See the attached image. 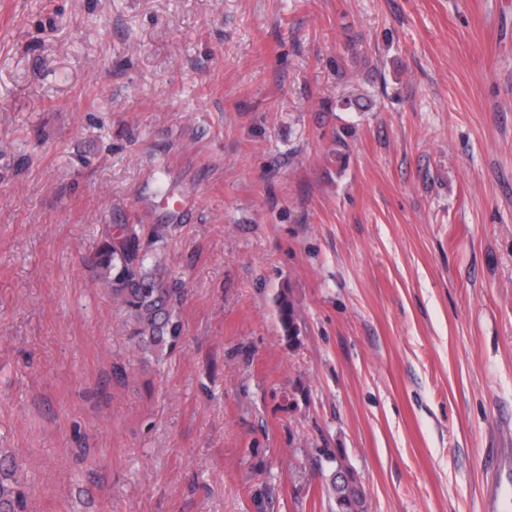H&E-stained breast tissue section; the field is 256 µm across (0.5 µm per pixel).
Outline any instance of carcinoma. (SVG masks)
Listing matches in <instances>:
<instances>
[{"label":"carcinoma","mask_w":512,"mask_h":512,"mask_svg":"<svg viewBox=\"0 0 512 512\" xmlns=\"http://www.w3.org/2000/svg\"><path fill=\"white\" fill-rule=\"evenodd\" d=\"M139 224H117L107 233L94 265L96 274L112 291L113 301L126 314L129 338L147 351L174 347L181 326L172 312V295L161 286L159 262L149 263L142 251ZM278 314L288 341L298 339L296 306L289 293L278 297ZM14 461L0 458V512H27L28 487L16 476ZM329 495L336 512H366L365 495L353 473L334 474Z\"/></svg>","instance_id":"carcinoma-1"}]
</instances>
